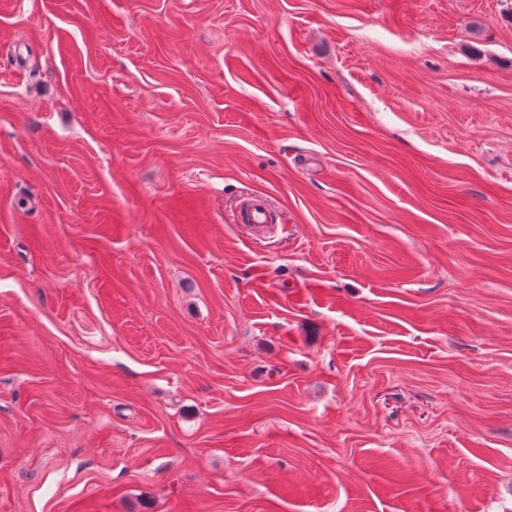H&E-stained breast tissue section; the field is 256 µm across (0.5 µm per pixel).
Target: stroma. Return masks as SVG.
I'll use <instances>...</instances> for the list:
<instances>
[{
	"label": "stroma",
	"instance_id": "35a3bbf8",
	"mask_svg": "<svg viewBox=\"0 0 512 512\" xmlns=\"http://www.w3.org/2000/svg\"><path fill=\"white\" fill-rule=\"evenodd\" d=\"M0 512H512V0H0Z\"/></svg>",
	"mask_w": 512,
	"mask_h": 512
}]
</instances>
